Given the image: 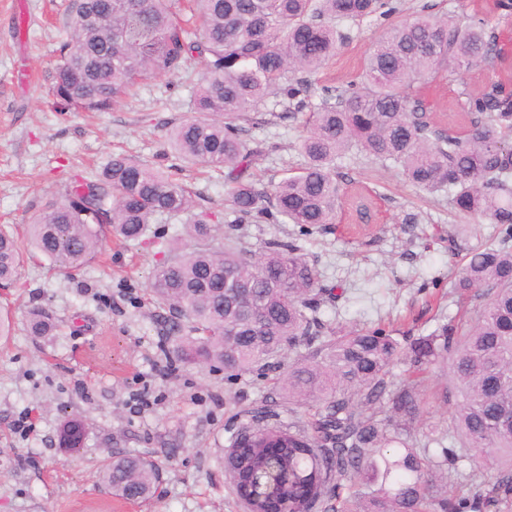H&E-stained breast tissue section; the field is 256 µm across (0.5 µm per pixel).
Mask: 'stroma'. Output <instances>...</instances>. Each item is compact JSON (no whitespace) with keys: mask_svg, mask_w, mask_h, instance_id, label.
Segmentation results:
<instances>
[{"mask_svg":"<svg viewBox=\"0 0 512 512\" xmlns=\"http://www.w3.org/2000/svg\"><path fill=\"white\" fill-rule=\"evenodd\" d=\"M389 19L368 17L336 25L339 50L331 67L307 76L308 104L326 86L344 88L388 24L417 14L484 17L492 35L512 32L488 0H392ZM68 0H0V229L18 233L74 178L99 172L115 152L168 168L176 158L167 133L191 115L198 67L144 82L109 112H65L47 93V76L67 26ZM477 66L455 82L422 84L427 111L443 125L464 127L460 89L478 90L503 76ZM297 107L262 111L243 125L249 148L260 151L253 170L258 189L272 191L303 164ZM347 191L333 232L302 244L323 285L342 293L324 306L334 326L383 325L396 334L429 333L438 319L457 315L450 288L466 258L457 231L472 225L451 209L447 192L420 191L392 164L351 153L336 169ZM177 178L200 209L231 215L223 170L184 165ZM364 196L371 220L359 226L351 199ZM475 226V225H472ZM479 241L497 227L475 226ZM176 231L152 225L145 241L107 239L77 271L41 256L26 259L17 283L0 290V315L11 333L0 336V512H245L224 464L228 439L249 423V412L274 396L275 380L242 376L227 384L220 369L171 371L161 352L162 312L149 296L150 277ZM48 308L58 331L30 336L27 315ZM88 424L80 457L56 446L65 414ZM123 450L158 461L153 497L142 503L109 494L100 472Z\"/></svg>","mask_w":512,"mask_h":512,"instance_id":"35a3bbf8","label":"stroma"}]
</instances>
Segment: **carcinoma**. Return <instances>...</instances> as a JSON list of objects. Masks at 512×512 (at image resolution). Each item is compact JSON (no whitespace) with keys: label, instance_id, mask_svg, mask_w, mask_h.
I'll list each match as a JSON object with an SVG mask.
<instances>
[{"label":"carcinoma","instance_id":"obj_1","mask_svg":"<svg viewBox=\"0 0 512 512\" xmlns=\"http://www.w3.org/2000/svg\"><path fill=\"white\" fill-rule=\"evenodd\" d=\"M68 38L48 76V94L67 112H110L141 80L172 76L193 60L200 78L192 111L168 134L184 161L224 169L235 219L215 234L211 214L196 211L190 190L171 175L122 154L92 179H75L27 229L30 245L62 269L94 257L112 233L128 243L151 224H181L150 291L164 311L171 370L224 369L265 378L297 352L280 378L288 399L314 410L230 437L246 459L236 492L276 461L288 484L254 512H502L512 504V95L504 81L463 92L462 133L439 127L414 96L421 80L452 78L495 65L498 48L485 20L418 15L390 26L339 96L327 90L305 121L298 149L305 164L269 194L251 171L259 152L242 139V122L268 103H303L302 72L336 56V22L393 12L389 0H69ZM390 162L414 186L446 190L459 213L497 225V243L466 247L451 288L480 291L470 327L451 320L427 335L392 336L381 327L345 330L321 318L337 297L320 284L295 239H269L256 256L240 248L242 224L283 217L299 234L328 233L342 199L336 162L352 151ZM23 239L0 232V285L24 262ZM50 312L35 307L28 330L48 336ZM407 367L398 383L393 367ZM449 376L433 398L455 395L448 431L427 422L429 402L417 378ZM87 427L71 415L58 447L74 455ZM495 476L475 485L478 474ZM159 466L114 453L102 470L110 494L143 502L156 491Z\"/></svg>","mask_w":512,"mask_h":512}]
</instances>
